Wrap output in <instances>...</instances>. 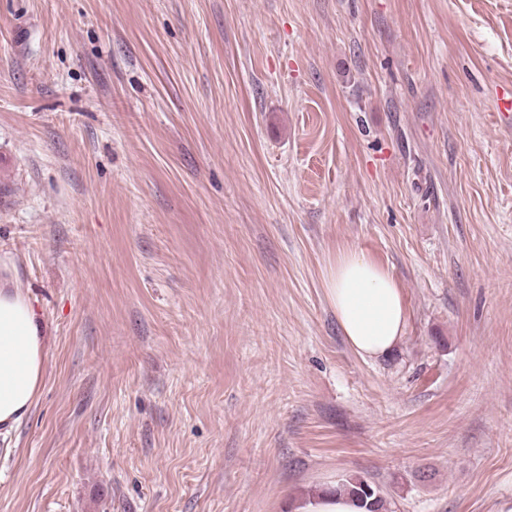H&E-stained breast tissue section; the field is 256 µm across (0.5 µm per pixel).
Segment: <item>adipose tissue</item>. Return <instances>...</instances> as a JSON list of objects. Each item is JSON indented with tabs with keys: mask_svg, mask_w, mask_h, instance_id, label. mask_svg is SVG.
Listing matches in <instances>:
<instances>
[{
	"mask_svg": "<svg viewBox=\"0 0 512 512\" xmlns=\"http://www.w3.org/2000/svg\"><path fill=\"white\" fill-rule=\"evenodd\" d=\"M324 288L340 330L361 357L388 354L404 337L408 310L388 269L355 249L329 264ZM45 325L18 285L15 268L0 270V435L30 411L46 360Z\"/></svg>",
	"mask_w": 512,
	"mask_h": 512,
	"instance_id": "adipose-tissue-1",
	"label": "adipose tissue"
}]
</instances>
